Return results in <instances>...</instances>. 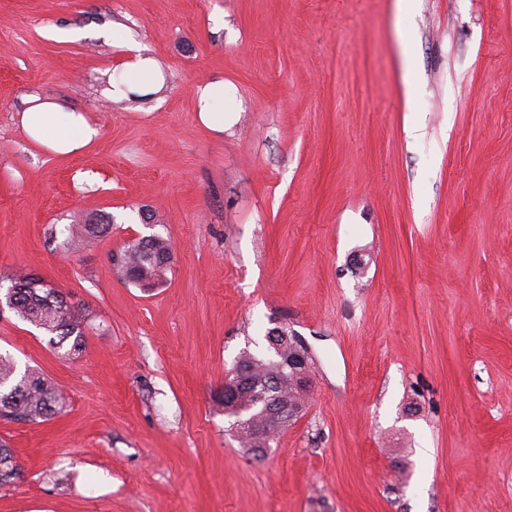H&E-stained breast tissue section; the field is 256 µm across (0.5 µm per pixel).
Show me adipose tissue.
Masks as SVG:
<instances>
[{
	"label": "adipose tissue",
	"mask_w": 512,
	"mask_h": 512,
	"mask_svg": "<svg viewBox=\"0 0 512 512\" xmlns=\"http://www.w3.org/2000/svg\"><path fill=\"white\" fill-rule=\"evenodd\" d=\"M155 69L153 58H131L120 71L111 75L109 94L115 98H126L139 92L145 78ZM21 125L32 140L59 155H69L86 148L100 134L99 126L84 113L69 111L56 102L37 98L22 113Z\"/></svg>",
	"instance_id": "obj_1"
}]
</instances>
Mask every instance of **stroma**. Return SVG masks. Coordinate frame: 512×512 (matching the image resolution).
I'll list each match as a JSON object with an SVG mask.
<instances>
[{
    "label": "stroma",
    "instance_id": "stroma-1",
    "mask_svg": "<svg viewBox=\"0 0 512 512\" xmlns=\"http://www.w3.org/2000/svg\"><path fill=\"white\" fill-rule=\"evenodd\" d=\"M138 53L150 90L105 97ZM217 79L220 132L195 98ZM36 96L98 140L30 139ZM153 234L173 261L146 291L111 255ZM20 268L88 323L66 357L0 311V353L68 398L0 418V512H512V0H0V274ZM277 326L309 393L256 452L220 394ZM20 476V466L6 443L0 442V487L11 486Z\"/></svg>",
    "mask_w": 512,
    "mask_h": 512
}]
</instances>
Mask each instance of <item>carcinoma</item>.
I'll return each instance as SVG.
<instances>
[{
	"label": "carcinoma",
	"mask_w": 512,
	"mask_h": 512,
	"mask_svg": "<svg viewBox=\"0 0 512 512\" xmlns=\"http://www.w3.org/2000/svg\"><path fill=\"white\" fill-rule=\"evenodd\" d=\"M104 220L91 218L82 224H71L67 243L73 244L88 234H99ZM171 259L167 239L155 235L133 238L112 255L117 272L136 286L149 290L163 279ZM11 283L6 305L14 314L50 334L49 344L68 356L80 349L83 342L86 316L71 306L60 291L46 288L29 274L15 272L1 276ZM269 344L287 355L295 342L288 332L274 336L267 333ZM304 368L285 369L281 361L258 359L246 355L232 373L252 381V390L246 396L224 404V414L235 418L231 430L245 448L260 451L270 447L274 437L269 431H280L297 417L304 403L307 379L301 377ZM67 404L63 391L39 373L30 369L19 372L17 364L8 355L0 354V418L36 424L48 420ZM20 476L16 457L0 442V487L10 486Z\"/></svg>",
	"instance_id": "carcinoma-1"
}]
</instances>
